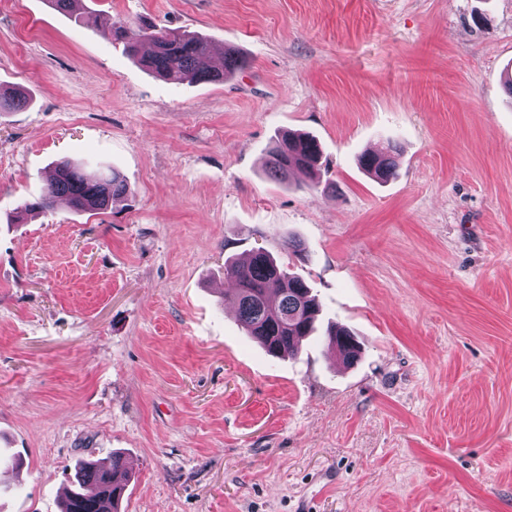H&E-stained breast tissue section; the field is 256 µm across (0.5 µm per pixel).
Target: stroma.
<instances>
[{
	"mask_svg": "<svg viewBox=\"0 0 512 512\" xmlns=\"http://www.w3.org/2000/svg\"><path fill=\"white\" fill-rule=\"evenodd\" d=\"M230 44L224 83L150 74L98 19ZM512 0H0V512H60L120 453V512H512ZM286 131L326 172L269 178ZM395 140L396 179L362 153ZM100 213L12 221L55 166ZM299 239L304 251L285 248ZM264 248L321 336L274 359L224 302ZM56 172L59 175H53L48 195L24 202L21 215L46 209L58 198H65L77 212L98 213L128 193L127 184L115 171L108 176L89 174L65 163ZM327 336L330 343L338 348L346 363L350 364L354 362L360 352V346L350 331L331 326L327 330Z\"/></svg>",
	"mask_w": 512,
	"mask_h": 512,
	"instance_id": "obj_1",
	"label": "stroma"
}]
</instances>
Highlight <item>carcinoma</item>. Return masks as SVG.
I'll use <instances>...</instances> for the list:
<instances>
[{
	"label": "carcinoma",
	"instance_id": "carcinoma-1",
	"mask_svg": "<svg viewBox=\"0 0 512 512\" xmlns=\"http://www.w3.org/2000/svg\"><path fill=\"white\" fill-rule=\"evenodd\" d=\"M101 26L112 33L114 40L125 43L127 53L150 73L175 81L222 83L242 70L246 60L237 52L224 55L223 66L213 68L210 58L213 45L193 33L169 29H152L142 34L151 51H141V41L130 35L128 28L112 19L106 11L99 14ZM26 96L18 90H0V112L22 108ZM399 150L390 144L362 158V166L380 182L398 176ZM322 150L317 139L303 133H285L272 148L267 171L277 181L288 179L298 169L311 179L320 176ZM128 193L124 179L117 172L108 176L89 174L67 163L58 166L48 195L26 201L20 213L30 214L50 207L64 198L78 212L104 211L112 202ZM224 275L234 284L233 292L224 301L236 310L248 335L271 356L292 353L299 348L300 339L315 332L320 312L319 303L311 288L299 276L288 272L270 253L251 252L247 259L224 262ZM346 363L358 357L360 346L354 335L344 329L327 330ZM127 481V470L119 455L108 461L83 460L75 465L70 477L73 492L63 501L62 512H118Z\"/></svg>",
	"mask_w": 512,
	"mask_h": 512
}]
</instances>
